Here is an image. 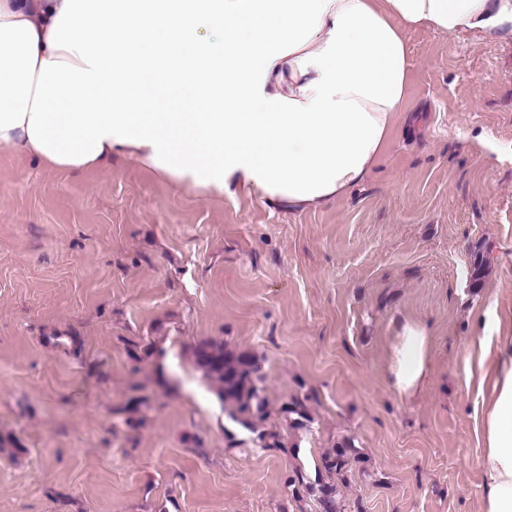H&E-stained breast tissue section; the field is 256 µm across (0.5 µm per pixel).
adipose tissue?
Segmentation results:
<instances>
[{"label":"adipose tissue","instance_id":"ef3b65f1","mask_svg":"<svg viewBox=\"0 0 512 512\" xmlns=\"http://www.w3.org/2000/svg\"><path fill=\"white\" fill-rule=\"evenodd\" d=\"M512 36V0H0V149L86 172L112 157L212 196L318 209L363 182L409 100L405 33ZM184 82L181 112L160 91ZM429 335L405 320L392 388ZM481 434L483 512H512V336Z\"/></svg>","mask_w":512,"mask_h":512}]
</instances>
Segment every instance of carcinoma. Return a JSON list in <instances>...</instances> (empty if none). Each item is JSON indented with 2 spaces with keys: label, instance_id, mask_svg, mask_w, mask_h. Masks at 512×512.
I'll return each instance as SVG.
<instances>
[{
  "label": "carcinoma",
  "instance_id": "1",
  "mask_svg": "<svg viewBox=\"0 0 512 512\" xmlns=\"http://www.w3.org/2000/svg\"><path fill=\"white\" fill-rule=\"evenodd\" d=\"M488 269L484 253L476 251L471 269L474 284H479ZM194 359L205 377L217 387V393L224 402L226 411L233 420L257 433L262 448H281L284 443L258 430L259 423L268 416V398L265 393L264 375L259 363L246 352H237L226 347L222 341H206L194 349ZM360 461L356 447L344 439L322 458L323 469L336 479L345 482L353 465ZM288 488L292 494L306 495L317 500L321 512H338L337 485L320 479L310 480L297 470L288 478Z\"/></svg>",
  "mask_w": 512,
  "mask_h": 512
}]
</instances>
